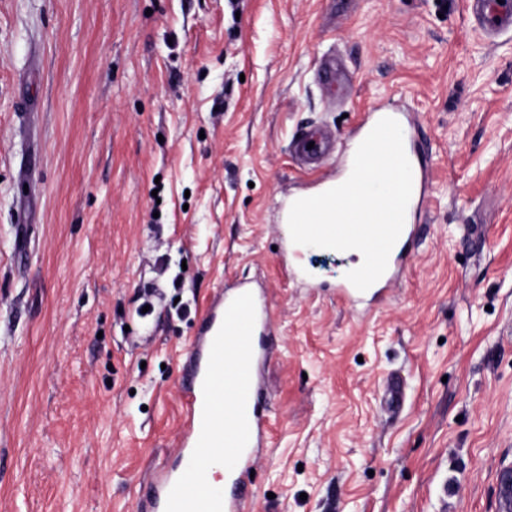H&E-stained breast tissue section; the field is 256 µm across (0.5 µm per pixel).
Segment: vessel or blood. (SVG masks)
Wrapping results in <instances>:
<instances>
[{"instance_id":"vessel-or-blood-1","label":"vessel or blood","mask_w":512,"mask_h":512,"mask_svg":"<svg viewBox=\"0 0 512 512\" xmlns=\"http://www.w3.org/2000/svg\"><path fill=\"white\" fill-rule=\"evenodd\" d=\"M466 8L487 35L512 30V0H466ZM333 149L331 134L321 126L300 130L294 139L297 159L312 171L322 168ZM407 157L413 173L412 195L387 269L363 292L350 281L340 282L335 294L344 304L370 307L382 302L410 255L426 211L428 178L420 155L411 151ZM352 167V159H345L336 173L315 183L313 194L345 182ZM270 331L267 306L247 284L219 290L205 306L192 349L182 365L184 417L177 444L170 462L151 479L149 495L138 501L137 512H245L249 475L261 459L267 435V420L259 410L267 396L258 374L268 355L263 340ZM222 403L227 410L220 425L213 419V409ZM209 448L223 449L230 463L223 488L202 496L194 488Z\"/></svg>"}]
</instances>
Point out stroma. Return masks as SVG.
I'll list each match as a JSON object with an SVG mask.
<instances>
[{
  "mask_svg": "<svg viewBox=\"0 0 512 512\" xmlns=\"http://www.w3.org/2000/svg\"><path fill=\"white\" fill-rule=\"evenodd\" d=\"M369 106L414 119L427 215L389 297L353 310L346 253L283 276L278 206L311 178L294 134L348 142ZM239 281L275 330L247 512H499L512 33L463 0H0V512H136L198 314Z\"/></svg>",
  "mask_w": 512,
  "mask_h": 512,
  "instance_id": "1",
  "label": "stroma"
}]
</instances>
